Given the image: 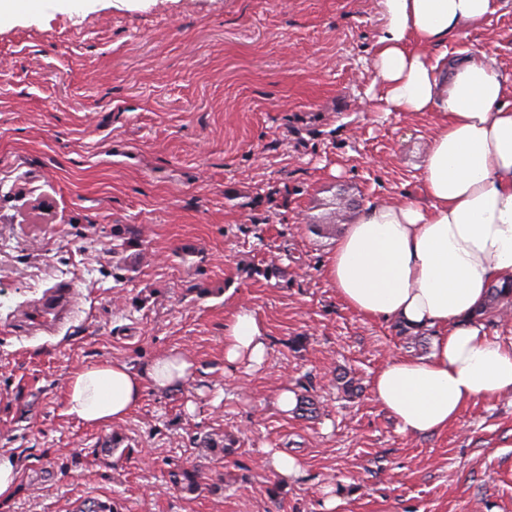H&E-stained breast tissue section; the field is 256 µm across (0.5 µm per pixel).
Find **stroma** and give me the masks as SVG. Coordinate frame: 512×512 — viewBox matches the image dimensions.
I'll return each instance as SVG.
<instances>
[{
    "mask_svg": "<svg viewBox=\"0 0 512 512\" xmlns=\"http://www.w3.org/2000/svg\"><path fill=\"white\" fill-rule=\"evenodd\" d=\"M382 23L380 0H43L0 19V454L21 463L0 512H323L329 487L336 512H512V394L400 432L372 380L434 338L364 318L322 274L366 201L420 194L433 113L366 99ZM476 48L512 70V10L448 54ZM61 282L73 318L27 337ZM241 306L268 331L254 372L224 367ZM172 348L197 365L185 386L109 425L64 415L78 367ZM285 384L315 413H280ZM182 469L198 490L171 483ZM268 461L274 471L285 481L297 478L302 474V466L297 458L278 449H267Z\"/></svg>",
    "mask_w": 512,
    "mask_h": 512,
    "instance_id": "1",
    "label": "stroma"
}]
</instances>
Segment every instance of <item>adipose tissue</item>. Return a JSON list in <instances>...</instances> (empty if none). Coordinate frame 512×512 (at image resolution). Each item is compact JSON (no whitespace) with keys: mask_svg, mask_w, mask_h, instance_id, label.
<instances>
[{"mask_svg":"<svg viewBox=\"0 0 512 512\" xmlns=\"http://www.w3.org/2000/svg\"><path fill=\"white\" fill-rule=\"evenodd\" d=\"M384 23L368 61L375 112H432L421 165L424 202H366L327 257L323 274L349 307L372 320L428 332L424 359L391 356L372 381L374 400L405 434L447 429L472 401L512 391V343L491 336L476 311L494 285L512 282V71L487 51L448 59L512 0H380ZM264 322L239 308L224 325V362L258 370ZM187 354L157 355L143 370L117 359L70 374L63 412L102 426L124 419L146 388L191 381Z\"/></svg>","mask_w":512,"mask_h":512,"instance_id":"adipose-tissue-1","label":"adipose tissue"}]
</instances>
